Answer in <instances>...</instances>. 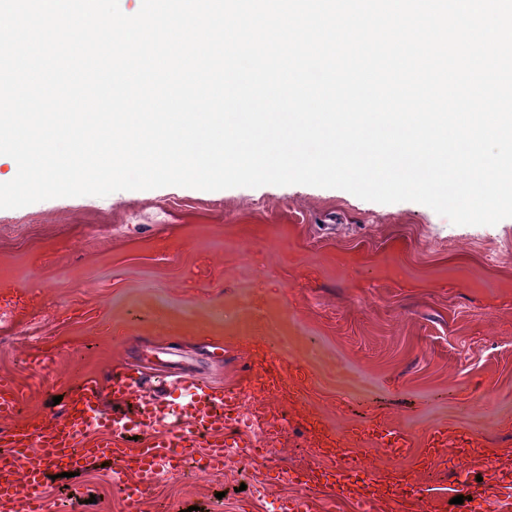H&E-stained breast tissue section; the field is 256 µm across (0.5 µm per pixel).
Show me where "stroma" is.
<instances>
[{"instance_id": "obj_1", "label": "stroma", "mask_w": 512, "mask_h": 512, "mask_svg": "<svg viewBox=\"0 0 512 512\" xmlns=\"http://www.w3.org/2000/svg\"><path fill=\"white\" fill-rule=\"evenodd\" d=\"M224 350L212 357L213 346ZM52 358L49 374L30 358ZM149 386L172 372L241 389L255 424L220 474L185 467L143 512H354L290 479L333 466L338 438L374 446L367 472L443 487L436 512H491L481 462H421L452 424L512 437V218L455 225L415 202L380 204L304 185L168 186L0 209V378L20 419L123 364ZM111 462L48 480L56 512H125ZM463 503H456V496Z\"/></svg>"}]
</instances>
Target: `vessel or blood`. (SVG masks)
Masks as SVG:
<instances>
[{"label": "vessel or blood", "instance_id": "b4317fda", "mask_svg": "<svg viewBox=\"0 0 512 512\" xmlns=\"http://www.w3.org/2000/svg\"><path fill=\"white\" fill-rule=\"evenodd\" d=\"M140 369L125 367L104 379H91L70 390L60 411L33 422L15 420L22 391L0 380V512H48L44 487L50 473H79L97 460L112 462V484L123 495L127 512H142L146 493L162 475L178 472L185 458L201 471L220 473L233 459L224 431L238 430L240 414L231 406L234 390L190 377L170 381L162 396L144 393ZM113 412H105V403ZM142 435L140 446L126 444L129 434ZM334 470L312 468L296 473V483L329 487L339 499L353 497L361 512H373L375 486L406 485L403 471L370 475L351 492L352 474L363 469L361 449H333ZM485 464V489L500 512H512V484L495 480L500 464L512 458L511 447H490L477 441L459 449V466L473 458Z\"/></svg>", "mask_w": 512, "mask_h": 512}]
</instances>
